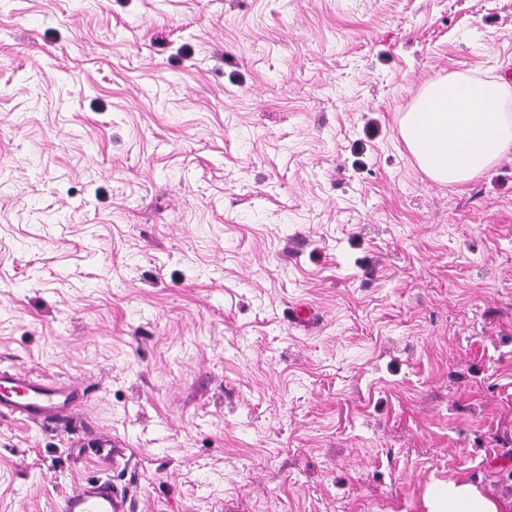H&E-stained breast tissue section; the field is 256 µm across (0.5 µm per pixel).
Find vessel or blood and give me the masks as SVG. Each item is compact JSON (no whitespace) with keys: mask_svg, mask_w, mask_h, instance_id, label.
I'll return each mask as SVG.
<instances>
[{"mask_svg":"<svg viewBox=\"0 0 512 512\" xmlns=\"http://www.w3.org/2000/svg\"><path fill=\"white\" fill-rule=\"evenodd\" d=\"M80 396V390L63 382L0 370V414L46 429L72 428ZM131 504L128 488L93 479L65 497L62 512H131Z\"/></svg>","mask_w":512,"mask_h":512,"instance_id":"vessel-or-blood-1","label":"vessel or blood"}]
</instances>
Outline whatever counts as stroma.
Here are the masks:
<instances>
[{
  "mask_svg": "<svg viewBox=\"0 0 512 512\" xmlns=\"http://www.w3.org/2000/svg\"><path fill=\"white\" fill-rule=\"evenodd\" d=\"M509 68L512 0H0V368L86 391L0 414V512L512 500V153L451 187L399 133ZM129 489L111 480L93 479L75 488L64 499L62 512H131ZM426 512H503L505 506L475 485L448 480L431 486L425 496Z\"/></svg>",
  "mask_w": 512,
  "mask_h": 512,
  "instance_id": "35a3bbf8",
  "label": "stroma"
}]
</instances>
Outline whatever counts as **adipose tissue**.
I'll use <instances>...</instances> for the list:
<instances>
[{
  "label": "adipose tissue",
  "instance_id": "obj_1",
  "mask_svg": "<svg viewBox=\"0 0 512 512\" xmlns=\"http://www.w3.org/2000/svg\"><path fill=\"white\" fill-rule=\"evenodd\" d=\"M512 83L456 71L428 81L400 120V135L419 168L433 181H471L512 152ZM426 512H504L502 502L475 485L431 486Z\"/></svg>",
  "mask_w": 512,
  "mask_h": 512
}]
</instances>
